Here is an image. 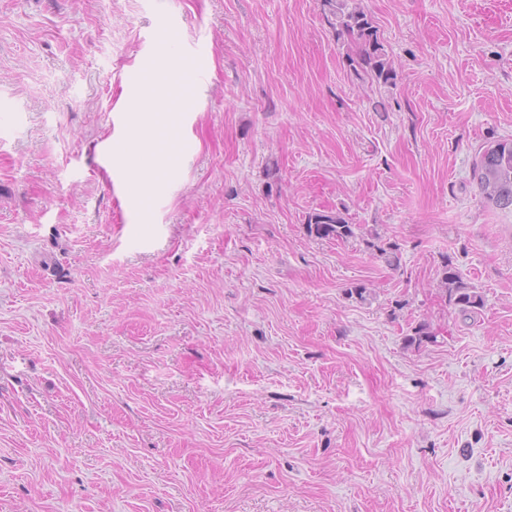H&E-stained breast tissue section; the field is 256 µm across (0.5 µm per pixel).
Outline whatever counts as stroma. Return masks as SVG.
Segmentation results:
<instances>
[{"label":"stroma","mask_w":512,"mask_h":512,"mask_svg":"<svg viewBox=\"0 0 512 512\" xmlns=\"http://www.w3.org/2000/svg\"><path fill=\"white\" fill-rule=\"evenodd\" d=\"M360 4L394 84L323 0H0V512H512V211L472 178L512 0ZM160 42L205 77L141 194L114 159ZM336 35L347 37L354 45L348 62L355 75L367 77L384 85L394 84L397 78L393 61L382 43L371 17L356 0H324ZM353 226L338 213L320 212L309 216L306 229L310 236L319 239L346 241L354 235ZM438 277L439 286L448 301V306L459 314L471 317V314L478 313L484 307L483 294L464 282L460 275L447 264L442 265Z\"/></svg>","instance_id":"stroma-1"}]
</instances>
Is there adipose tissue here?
<instances>
[{
    "label": "adipose tissue",
    "instance_id": "obj_1",
    "mask_svg": "<svg viewBox=\"0 0 512 512\" xmlns=\"http://www.w3.org/2000/svg\"><path fill=\"white\" fill-rule=\"evenodd\" d=\"M179 91L180 86L173 78L158 73L148 79L145 89L130 96L125 103L126 133L137 150L120 158L119 163L139 191L154 185L163 167L156 147L157 119L172 111Z\"/></svg>",
    "mask_w": 512,
    "mask_h": 512
}]
</instances>
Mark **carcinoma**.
Here are the masks:
<instances>
[{
    "label": "carcinoma",
    "instance_id": "carcinoma-1",
    "mask_svg": "<svg viewBox=\"0 0 512 512\" xmlns=\"http://www.w3.org/2000/svg\"><path fill=\"white\" fill-rule=\"evenodd\" d=\"M324 5L336 35L347 38L354 45V53L348 56V62L355 75L384 85L394 84L397 73L393 61L377 27L357 0H324ZM473 181L489 204L501 210L512 209V140L490 143L480 151L473 168ZM306 229L309 235L319 239L346 241L354 235L353 225L332 212L310 215ZM438 277L448 306L459 314L469 316L484 307L483 294L464 282L448 265H442ZM436 339L430 326L421 322L412 328L408 344L419 348L436 342Z\"/></svg>",
    "mask_w": 512,
    "mask_h": 512
}]
</instances>
